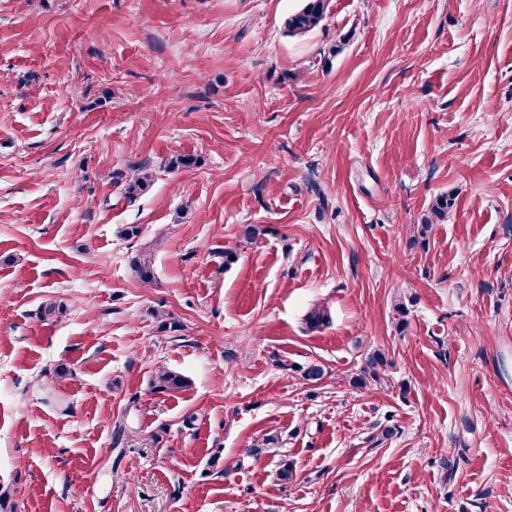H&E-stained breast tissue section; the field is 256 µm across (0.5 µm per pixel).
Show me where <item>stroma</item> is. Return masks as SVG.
Listing matches in <instances>:
<instances>
[{
  "mask_svg": "<svg viewBox=\"0 0 512 512\" xmlns=\"http://www.w3.org/2000/svg\"><path fill=\"white\" fill-rule=\"evenodd\" d=\"M302 5L0 0L17 512H512V0H329L288 34ZM376 349L382 378L350 387ZM160 366L187 388L153 391ZM329 0H305L303 7L286 21L288 33L303 34L316 28L325 18ZM452 206L451 199L448 197L441 196L436 199V201L432 204L430 208L431 218H427L426 224H421V229L418 230V237L414 236L412 239V244H423L425 242V236L427 235L429 224L433 221L444 220L448 215V209ZM421 238V240H420ZM130 269L143 284H150L155 278L152 260L147 253H134L128 258Z\"/></svg>",
  "mask_w": 512,
  "mask_h": 512,
  "instance_id": "1",
  "label": "stroma"
}]
</instances>
